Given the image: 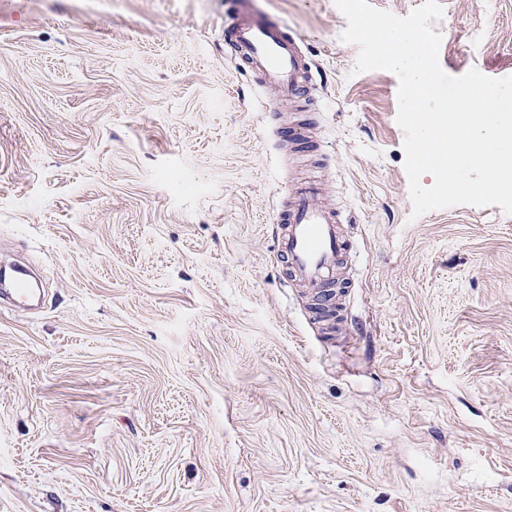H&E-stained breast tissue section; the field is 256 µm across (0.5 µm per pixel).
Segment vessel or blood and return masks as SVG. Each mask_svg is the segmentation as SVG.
Instances as JSON below:
<instances>
[{
    "label": "vessel or blood",
    "instance_id": "1",
    "mask_svg": "<svg viewBox=\"0 0 512 512\" xmlns=\"http://www.w3.org/2000/svg\"><path fill=\"white\" fill-rule=\"evenodd\" d=\"M224 40L235 59L245 63L262 84L282 96L299 97L312 82V65L301 49V39L288 24L257 11L252 0H240ZM322 185L301 183L288 197L273 230L277 250L286 262L291 282L305 288L314 316L335 332L331 317L336 299L348 283L342 274L353 241L342 216L321 206Z\"/></svg>",
    "mask_w": 512,
    "mask_h": 512
}]
</instances>
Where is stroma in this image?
<instances>
[{
    "label": "stroma",
    "instance_id": "1",
    "mask_svg": "<svg viewBox=\"0 0 512 512\" xmlns=\"http://www.w3.org/2000/svg\"><path fill=\"white\" fill-rule=\"evenodd\" d=\"M451 76L512 75V0H440ZM313 69L231 57L232 0H0V512H512V215L411 219L398 77L335 0H256ZM314 117L317 149L275 136ZM354 242L326 336L273 239L302 168Z\"/></svg>",
    "mask_w": 512,
    "mask_h": 512
}]
</instances>
